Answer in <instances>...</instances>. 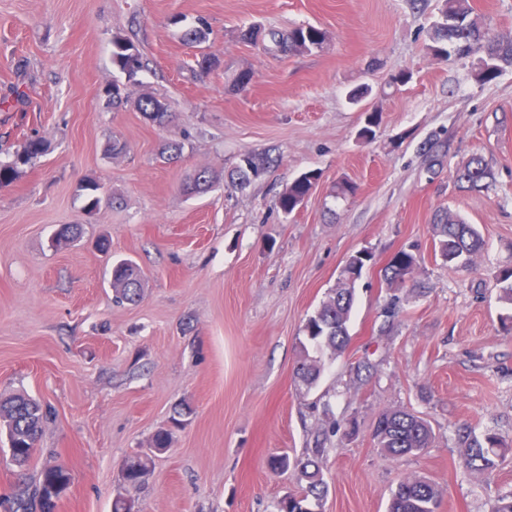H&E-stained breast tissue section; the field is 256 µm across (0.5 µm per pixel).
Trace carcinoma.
I'll use <instances>...</instances> for the list:
<instances>
[{
  "instance_id": "obj_1",
  "label": "carcinoma",
  "mask_w": 512,
  "mask_h": 512,
  "mask_svg": "<svg viewBox=\"0 0 512 512\" xmlns=\"http://www.w3.org/2000/svg\"><path fill=\"white\" fill-rule=\"evenodd\" d=\"M473 8L469 0H444L439 20L431 27L430 52L439 57L455 53L460 57L479 55L476 77L487 83L496 78L499 71L512 65V34H490L482 26L472 22ZM268 43L282 53L311 52L323 48L326 33L313 25L297 26L286 33L270 30L265 33ZM112 61L128 78L144 69L137 47L128 39L116 35L112 40ZM139 110L153 122L164 125L172 115L165 102L148 97L138 101ZM45 151L44 143L37 138L27 140L24 150L8 163H0V186L13 182L21 165L30 163ZM269 161L253 154H244L230 174L231 185L242 190L266 172ZM492 173L479 155L472 156L457 170L458 187L480 188ZM319 172L309 170L300 174L278 196L277 206L286 215L293 213L316 187ZM213 177L206 168L198 170L190 190L194 194L208 191ZM435 254L450 267L466 268L481 252L484 240L479 229L467 223L450 210L435 215L433 224ZM371 255L358 252L344 264L336 287L328 299L303 325L304 341L300 342V359L295 368L296 378L311 387L325 368L324 355L335 356L343 352L350 342L348 323L355 301V284L362 277ZM416 256L405 250L397 252L384 269V279L390 286L405 282L417 268ZM499 299L512 306V268L500 270L494 278ZM142 276L133 262L122 260L112 266V288L117 302H136L140 297ZM190 415L187 408L174 410L170 426L158 430L148 452L136 456L123 472V480L130 486L145 483L150 471L152 456L170 448L172 431L183 425ZM47 413L34 399L19 395L0 401V432L5 433L10 461L24 467L38 445ZM430 427L423 418L405 410L382 413L376 420L374 440L383 453L393 458L419 453L428 447ZM459 442L463 448L462 460L466 470L484 473L496 467L498 459L509 450L508 444L496 434L476 435L472 429L459 430ZM323 449L301 457L275 456L271 466L275 470L294 469L297 472L299 490L279 500L275 512H320L328 487L322 474ZM70 474L55 465L45 466L32 489H22L12 497L0 499V512H56L58 503L69 489ZM438 490L426 480L402 479L392 492L388 512H437Z\"/></svg>"
}]
</instances>
